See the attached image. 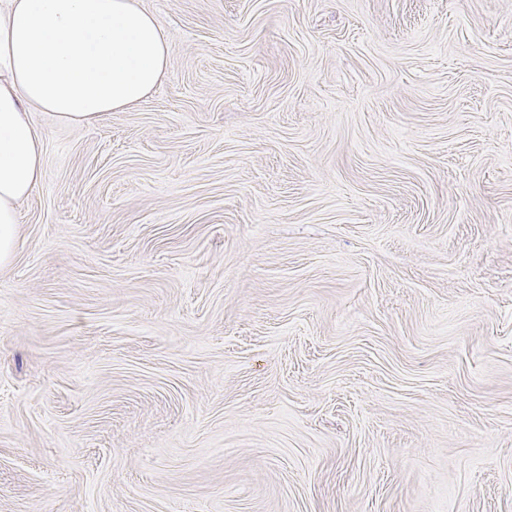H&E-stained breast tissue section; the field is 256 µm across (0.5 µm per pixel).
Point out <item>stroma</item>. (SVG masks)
I'll return each mask as SVG.
<instances>
[{"mask_svg": "<svg viewBox=\"0 0 512 512\" xmlns=\"http://www.w3.org/2000/svg\"><path fill=\"white\" fill-rule=\"evenodd\" d=\"M170 62L0 269V512H512V0H141Z\"/></svg>", "mask_w": 512, "mask_h": 512, "instance_id": "stroma-1", "label": "stroma"}]
</instances>
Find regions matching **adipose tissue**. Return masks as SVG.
I'll return each instance as SVG.
<instances>
[{"mask_svg": "<svg viewBox=\"0 0 512 512\" xmlns=\"http://www.w3.org/2000/svg\"><path fill=\"white\" fill-rule=\"evenodd\" d=\"M168 67L139 0H0V269L18 248L17 204L43 177L32 111L89 126L148 98Z\"/></svg>", "mask_w": 512, "mask_h": 512, "instance_id": "ef3b65f1", "label": "adipose tissue"}]
</instances>
